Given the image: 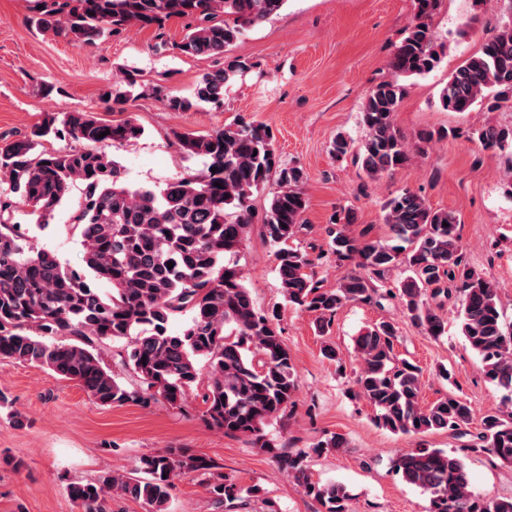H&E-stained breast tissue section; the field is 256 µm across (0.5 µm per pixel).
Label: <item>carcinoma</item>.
Segmentation results:
<instances>
[{
    "mask_svg": "<svg viewBox=\"0 0 512 512\" xmlns=\"http://www.w3.org/2000/svg\"><path fill=\"white\" fill-rule=\"evenodd\" d=\"M286 0H43L36 24L83 45H94L117 29L156 26L172 17L191 20L177 45L191 56L224 57L242 31L277 13ZM499 16L486 30L478 53L467 58L440 92L450 112L490 110L512 102V0H500ZM406 35L395 47L391 68L403 78L433 71L440 61L432 19L441 0H415ZM248 64L226 58L223 66L202 74L189 97L160 95L173 111L201 103L221 105L224 89ZM404 87L396 81L376 84L362 104L366 137L355 146L339 135L332 150L351 153L371 180L403 166L412 153H423L443 134L420 132L413 144L393 124ZM108 135L99 137L102 132ZM68 135L80 143L65 150L38 149L50 136ZM143 129L130 120L100 121L90 112L63 118L45 113L40 124L20 140L0 146V359L28 363L78 383L102 406L136 403L148 407L162 399L185 406L189 391L204 385L202 418L226 434L250 438L254 447L273 454L322 512H349V494L340 484L312 480L308 452L282 451L270 444L264 426L295 403L298 376L284 343L276 314L257 310L239 265L226 260L236 253L254 222L251 198L274 183L278 190L261 217L274 247L281 288L297 309L318 315L321 334L331 317L351 302L399 297L410 321L438 339L445 322L437 309L459 299L461 332L479 358L486 377L507 391L512 403V324L504 321L499 287L464 262L457 215L431 207L405 189L383 204L388 239L352 237L343 228L333 238L332 254L355 270L334 288L314 277V259L294 245L307 207L301 168L283 163L270 129L240 117L207 134L176 132L179 149L207 160L204 172L155 191L121 180V165L105 151L115 142L139 139ZM485 150L512 148V129L484 125L472 131ZM84 186L75 216L84 247L86 270L111 285L105 295L86 276L66 268L54 254L22 243L18 225L9 223L19 207H28L37 223L47 224L67 199L71 187ZM220 186H215V183ZM174 263L168 268V263ZM405 266L397 288L379 285L384 274ZM190 313L179 334L170 318ZM131 339L122 365L136 380L129 388L105 361L101 344ZM396 327L381 321L355 339L362 360L356 395L395 433L432 430L462 433L473 410L450 393L421 403L417 367L395 353ZM206 361L202 374L200 361ZM476 434V449L512 465V411H490ZM395 469L404 482L428 496V512H512V500L485 499L471 488L463 459L438 448L401 454ZM136 476L112 472L93 482H72L69 497L81 512H110L114 495L142 502L145 512H167L182 472L203 477L219 504L241 488L210 460L187 448L143 456Z\"/></svg>",
    "mask_w": 512,
    "mask_h": 512,
    "instance_id": "1",
    "label": "carcinoma"
}]
</instances>
